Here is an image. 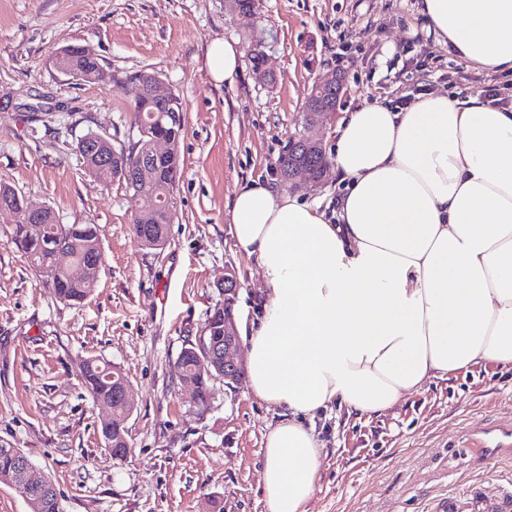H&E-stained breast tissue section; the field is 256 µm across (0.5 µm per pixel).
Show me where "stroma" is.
I'll return each mask as SVG.
<instances>
[{
  "label": "stroma",
  "mask_w": 512,
  "mask_h": 512,
  "mask_svg": "<svg viewBox=\"0 0 512 512\" xmlns=\"http://www.w3.org/2000/svg\"><path fill=\"white\" fill-rule=\"evenodd\" d=\"M269 59L254 69L252 36ZM237 42L242 70L215 88L204 68L213 40ZM96 54L113 74L87 83L53 64L64 46ZM155 72L179 97L184 128L174 221L163 248L139 245L136 202L124 184L85 173L79 136L116 148L137 139L126 76ZM341 71L334 115L308 128L303 105L318 75ZM488 71L428 36L419 0H259L254 34L226 0H0V184L60 223L94 224L102 268L94 292L66 304L39 282L0 214V447L22 449L63 496L65 512H268L261 484L267 433L284 411L248 381H215L204 413L192 411L177 357L222 301L236 273L238 323H251L264 287L228 220L236 191L275 179L301 133L332 147L345 112L379 99L483 91ZM119 366L134 408L129 452L107 448L83 359ZM512 420V371L479 364L411 391L393 408L357 418L329 406L313 421L324 447L309 512H434L441 498L512 491V443L486 458L471 432Z\"/></svg>",
  "instance_id": "35a3bbf8"
}]
</instances>
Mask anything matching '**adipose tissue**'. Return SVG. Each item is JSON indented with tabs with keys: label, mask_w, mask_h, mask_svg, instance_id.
<instances>
[{
	"label": "adipose tissue",
	"mask_w": 512,
	"mask_h": 512,
	"mask_svg": "<svg viewBox=\"0 0 512 512\" xmlns=\"http://www.w3.org/2000/svg\"><path fill=\"white\" fill-rule=\"evenodd\" d=\"M436 43L512 72V0H422ZM236 42L204 64L234 84ZM331 211L253 179L229 212L261 268L260 315L242 333L253 395L286 408L266 436L269 512H308L324 452L311 419L329 405L371 416L427 380L512 369V108L431 93L365 104L335 128Z\"/></svg>",
	"instance_id": "obj_1"
}]
</instances>
